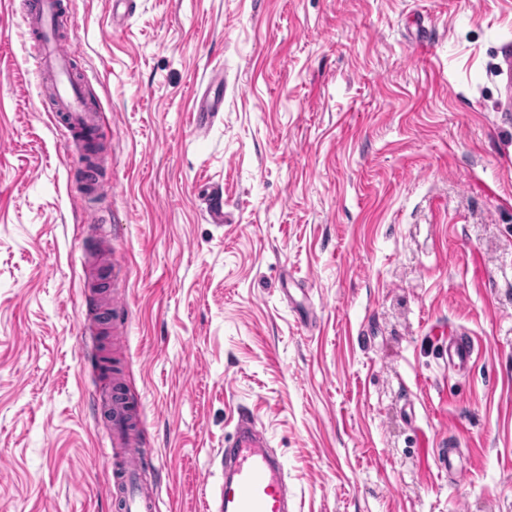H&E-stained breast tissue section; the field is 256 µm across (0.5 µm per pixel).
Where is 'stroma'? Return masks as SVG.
Instances as JSON below:
<instances>
[{
	"mask_svg": "<svg viewBox=\"0 0 512 512\" xmlns=\"http://www.w3.org/2000/svg\"><path fill=\"white\" fill-rule=\"evenodd\" d=\"M62 29L91 190L0 0V512H116L100 356L160 512H200L244 409L297 512H512V0H137L121 25L72 0ZM224 99L220 97H202L195 111V123L198 130H203L210 123L215 114L220 112ZM474 345L460 336H449L448 338V363L465 369L472 359Z\"/></svg>",
	"mask_w": 512,
	"mask_h": 512,
	"instance_id": "stroma-1",
	"label": "stroma"
}]
</instances>
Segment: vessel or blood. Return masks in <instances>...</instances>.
I'll return each mask as SVG.
<instances>
[{"instance_id":"1","label":"vessel or blood","mask_w":512,"mask_h":512,"mask_svg":"<svg viewBox=\"0 0 512 512\" xmlns=\"http://www.w3.org/2000/svg\"><path fill=\"white\" fill-rule=\"evenodd\" d=\"M69 9L68 0H32L23 20L33 37L38 76L55 87V107L66 116L64 128L72 141L96 127L98 116L89 107L84 86L71 74L73 53L57 35V21ZM222 98L204 97L195 109L198 129H205L220 112ZM475 348L465 338L448 339L449 364L466 368ZM112 425V446L125 449L122 461L112 466V497L120 512H159L153 490L140 476L145 460L138 451L141 438L135 411L121 387H114L107 401ZM227 472L218 488L203 502L205 512H289L288 479L270 447L265 429L252 415H240L232 437L224 445Z\"/></svg>"}]
</instances>
